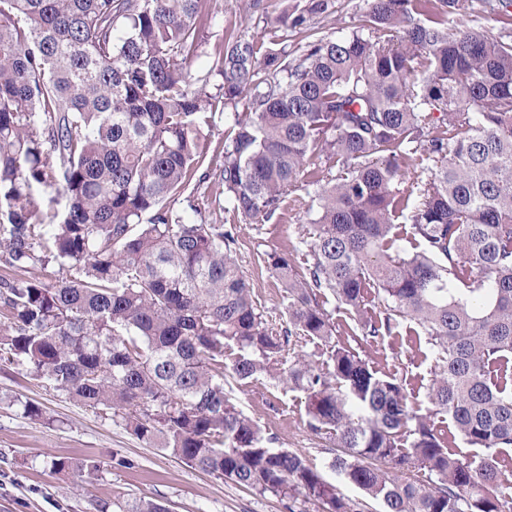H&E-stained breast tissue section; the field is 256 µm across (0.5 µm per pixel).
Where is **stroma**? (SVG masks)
Returning a JSON list of instances; mask_svg holds the SVG:
<instances>
[{
  "instance_id": "1",
  "label": "stroma",
  "mask_w": 512,
  "mask_h": 512,
  "mask_svg": "<svg viewBox=\"0 0 512 512\" xmlns=\"http://www.w3.org/2000/svg\"><path fill=\"white\" fill-rule=\"evenodd\" d=\"M308 0H211L217 22L207 31L208 47L235 30L257 38L273 27L283 10H303ZM233 102L211 108L208 125L201 130L205 165L216 168L224 156V142ZM310 214L283 215L267 223L243 225L235 257L249 280L264 317L275 328L285 321L283 290L268 269L269 254L303 262ZM320 302L331 315L341 343L370 360L380 373L395 378L411 395L416 410L431 414L439 434L451 431L445 414H437L427 397L435 360L412 328L385 339L363 336L361 326L339 307L331 293ZM225 392L245 415L266 433L276 447L302 455L341 492L362 505L363 512H382L379 502L365 498L328 466L334 453L328 441L308 429L306 399L302 391L283 387L269 377L241 384L224 383ZM37 407L39 417L25 414ZM55 459L92 460L98 476L80 478L52 468ZM147 498L165 505L169 512H319L317 504L303 497L260 495L186 465L169 451L139 440L119 419L100 416L51 386L31 379L25 372L0 363V512H119L132 498Z\"/></svg>"
}]
</instances>
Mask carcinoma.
<instances>
[{
  "instance_id": "1",
  "label": "carcinoma",
  "mask_w": 512,
  "mask_h": 512,
  "mask_svg": "<svg viewBox=\"0 0 512 512\" xmlns=\"http://www.w3.org/2000/svg\"><path fill=\"white\" fill-rule=\"evenodd\" d=\"M366 2L345 35L311 23L332 0L280 16L277 50L230 31L216 62L242 104L218 169L224 212L266 222L304 205L300 187L318 201L306 261L268 257L287 300L277 331L237 233L176 208L209 177L214 96L192 71L208 0H0V361L206 473L359 512L224 392L226 372L266 375L306 394L330 468L384 512H512L496 492L512 448V37L458 24L512 22V0ZM401 225L417 251L397 246ZM50 264L68 275L40 279ZM372 289L381 319L365 315ZM324 290L373 339L405 322L425 336L428 397L482 454L450 453L395 379L336 341Z\"/></svg>"
}]
</instances>
